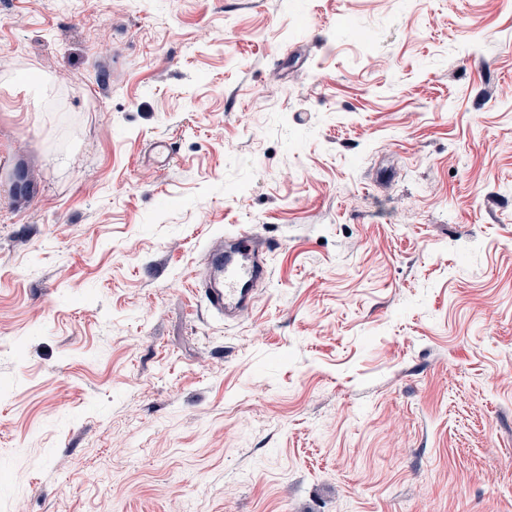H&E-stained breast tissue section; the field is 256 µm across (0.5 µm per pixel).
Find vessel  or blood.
Instances as JSON below:
<instances>
[{"label":"vessel or blood","instance_id":"b4317fda","mask_svg":"<svg viewBox=\"0 0 512 512\" xmlns=\"http://www.w3.org/2000/svg\"><path fill=\"white\" fill-rule=\"evenodd\" d=\"M279 248L276 239L245 229L207 237L205 267L193 286L216 318L232 322L251 310L257 286L268 279L267 259Z\"/></svg>","mask_w":512,"mask_h":512}]
</instances>
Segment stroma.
Wrapping results in <instances>:
<instances>
[{"label":"stroma","mask_w":512,"mask_h":512,"mask_svg":"<svg viewBox=\"0 0 512 512\" xmlns=\"http://www.w3.org/2000/svg\"><path fill=\"white\" fill-rule=\"evenodd\" d=\"M0 512H512V0H0ZM280 248L276 239L245 229L212 234L203 247L205 267L192 286L216 318L235 321L251 310L256 287L268 279L267 259Z\"/></svg>","instance_id":"obj_1"}]
</instances>
